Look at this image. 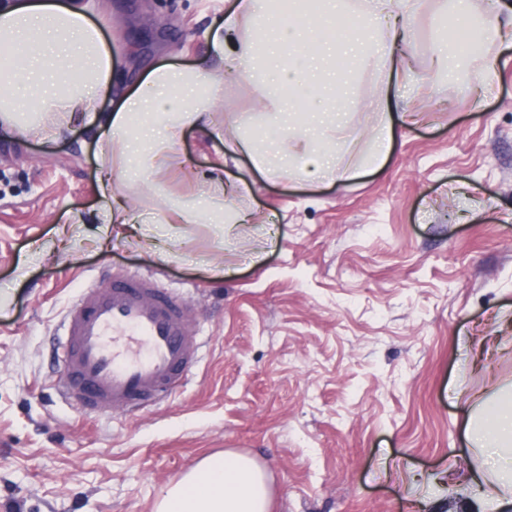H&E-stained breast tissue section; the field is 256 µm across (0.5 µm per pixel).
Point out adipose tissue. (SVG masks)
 Listing matches in <instances>:
<instances>
[{"instance_id": "obj_1", "label": "adipose tissue", "mask_w": 512, "mask_h": 512, "mask_svg": "<svg viewBox=\"0 0 512 512\" xmlns=\"http://www.w3.org/2000/svg\"><path fill=\"white\" fill-rule=\"evenodd\" d=\"M422 0H328L326 12L303 27L287 19L284 0H235L211 33L216 60L207 65L152 69L107 119L112 168L144 175L158 170L186 129L211 126L221 71L259 87L256 121H284L290 108L284 83L304 89L327 59L343 53L351 64L398 63L409 54L403 30ZM352 27L336 37V14ZM21 51L20 65H0V130L15 138L54 142L79 120H94L112 92V47L90 17L87 0H0V50ZM344 115L318 113L303 128H288L278 144L261 148L250 134L234 143L273 172L294 165L300 178L336 177ZM467 436L482 468L512 492V396L489 403L469 419ZM271 480L256 459L234 451L204 458L168 487L156 512H269Z\"/></svg>"}]
</instances>
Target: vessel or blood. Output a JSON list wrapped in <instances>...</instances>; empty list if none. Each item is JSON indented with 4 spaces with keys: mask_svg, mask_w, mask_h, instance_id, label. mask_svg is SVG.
Masks as SVG:
<instances>
[{
    "mask_svg": "<svg viewBox=\"0 0 512 512\" xmlns=\"http://www.w3.org/2000/svg\"><path fill=\"white\" fill-rule=\"evenodd\" d=\"M64 330L57 390L88 414L133 413L167 399L199 360L182 304L147 276L116 275L86 288Z\"/></svg>",
    "mask_w": 512,
    "mask_h": 512,
    "instance_id": "1",
    "label": "vessel or blood"
}]
</instances>
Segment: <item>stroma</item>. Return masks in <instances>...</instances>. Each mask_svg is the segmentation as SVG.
<instances>
[{
  "label": "stroma",
  "instance_id": "obj_1",
  "mask_svg": "<svg viewBox=\"0 0 512 512\" xmlns=\"http://www.w3.org/2000/svg\"><path fill=\"white\" fill-rule=\"evenodd\" d=\"M234 0H95L119 60L111 112L161 65L210 62L207 33ZM468 16L424 0L404 96L358 100L337 182L269 178L224 154L256 88L224 78L222 109L185 131L175 161L116 183L144 249L102 222L109 132L76 123L51 145L0 136V512H156L168 486L225 450L272 478V512H461L490 483L464 404L512 388V26L467 49L491 56L494 89L439 90L438 35L471 41ZM164 18L145 28L144 14ZM410 112L381 168L374 129ZM250 125V124H249ZM242 185L251 213L231 236L210 223H151L201 183ZM156 275L200 333L188 385L131 417L86 415L55 387L61 323L111 274Z\"/></svg>",
  "mask_w": 512,
  "mask_h": 512
}]
</instances>
